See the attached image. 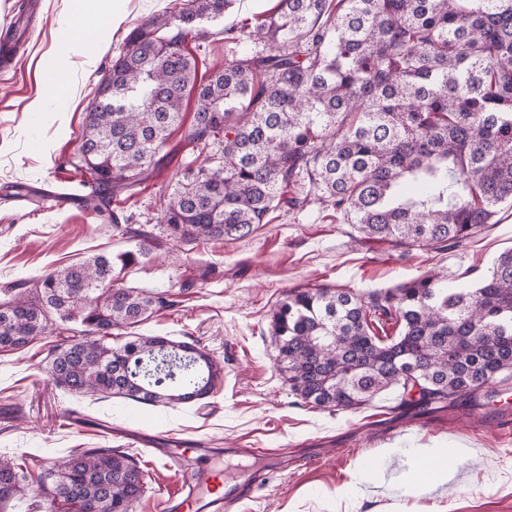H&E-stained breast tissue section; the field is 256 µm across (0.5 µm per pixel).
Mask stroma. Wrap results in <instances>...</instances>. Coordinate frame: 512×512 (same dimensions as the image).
I'll use <instances>...</instances> for the list:
<instances>
[{
    "mask_svg": "<svg viewBox=\"0 0 512 512\" xmlns=\"http://www.w3.org/2000/svg\"><path fill=\"white\" fill-rule=\"evenodd\" d=\"M276 0H233L223 17L206 23V38L188 37L185 49L199 75L246 49L227 32L254 25ZM74 0H41L43 19L25 52L0 71V290L81 262L95 253L137 250L129 232L157 237L163 206L185 163L200 150L185 137L196 110L184 97L182 129L171 135L168 159L131 196L115 203L117 224L84 207H19L8 197L35 183L72 194L74 162L86 114L100 81L123 52L128 33L171 10L173 0H98L94 25L69 27ZM62 58L74 90L55 98L43 64ZM40 111H33V104ZM346 216L318 199L271 212L266 224L237 241L197 240L152 249L124 271L118 285L163 293L168 308L138 326L141 334L198 341L224 363V385L209 398L176 406H149L125 398L81 397L55 388L43 373L57 334L21 350H0V456L22 463L23 490L0 512H46L34 492L41 470L69 458L72 449L119 448L145 472V491L132 512H162V501L184 482H200L196 464L167 470L162 448L202 441L225 477L250 473L246 448H265L259 484L231 512H512V403L485 405L507 428L481 424L465 405L427 416L398 410L391 392L356 411H330L297 401L277 364L269 333L273 311L289 289L308 285L369 294L437 274L448 286L472 283L512 249V206L462 246L416 250L382 240H357ZM467 446L448 483L407 482L419 449ZM377 470L369 472L366 459Z\"/></svg>",
    "mask_w": 512,
    "mask_h": 512,
    "instance_id": "obj_1",
    "label": "stroma"
}]
</instances>
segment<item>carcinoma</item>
<instances>
[{
  "label": "carcinoma",
  "mask_w": 512,
  "mask_h": 512,
  "mask_svg": "<svg viewBox=\"0 0 512 512\" xmlns=\"http://www.w3.org/2000/svg\"><path fill=\"white\" fill-rule=\"evenodd\" d=\"M231 0H182L126 37L96 90L76 169L86 209L118 224L112 201L141 185L181 125L208 151L186 163L161 221L174 241L237 240L306 186L364 239L438 249L460 244L512 203V0H278L248 31L250 47L197 81L191 34ZM120 255L122 267L150 253ZM165 307L115 284L112 255L32 280L0 301V349L53 330L66 336L45 374L80 395L176 406L209 397L224 365L199 344L165 336L112 341ZM396 317L398 337L370 330ZM270 333L289 391L331 411L357 410L399 390L398 407L431 413L512 389V250L475 283L424 275L370 301L298 287ZM40 474L66 512H132L144 471L117 448H89ZM18 465L0 459V503L20 493Z\"/></svg>",
  "instance_id": "obj_1"
}]
</instances>
